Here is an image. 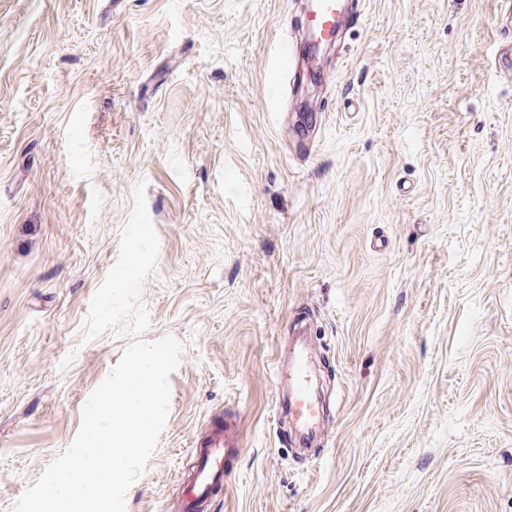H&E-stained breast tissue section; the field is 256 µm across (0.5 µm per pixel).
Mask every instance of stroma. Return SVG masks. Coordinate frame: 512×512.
<instances>
[{
  "label": "stroma",
  "mask_w": 512,
  "mask_h": 512,
  "mask_svg": "<svg viewBox=\"0 0 512 512\" xmlns=\"http://www.w3.org/2000/svg\"><path fill=\"white\" fill-rule=\"evenodd\" d=\"M312 102L272 101L293 0H0V512L130 342L85 339L144 186L143 340L182 345L127 512L235 410L211 512H512V35L498 0H364ZM307 312L332 417L279 445L277 338Z\"/></svg>",
  "instance_id": "35a3bbf8"
}]
</instances>
